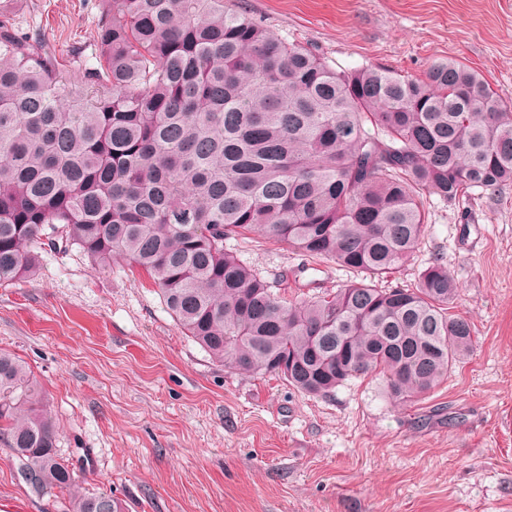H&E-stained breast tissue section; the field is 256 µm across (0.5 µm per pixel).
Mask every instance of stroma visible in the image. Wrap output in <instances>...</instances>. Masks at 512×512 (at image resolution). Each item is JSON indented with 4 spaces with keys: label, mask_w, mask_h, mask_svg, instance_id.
Wrapping results in <instances>:
<instances>
[{
    "label": "stroma",
    "mask_w": 512,
    "mask_h": 512,
    "mask_svg": "<svg viewBox=\"0 0 512 512\" xmlns=\"http://www.w3.org/2000/svg\"><path fill=\"white\" fill-rule=\"evenodd\" d=\"M334 69L423 77L437 60L477 70L512 103V0H230ZM33 24L85 85L102 0H0ZM413 286L442 257L475 347L424 400L397 404L379 376L312 397L211 360L186 337L151 279L123 261L96 271L77 247L42 256L33 280L0 286V349L31 366L77 488L128 512H512V183L466 206L429 197ZM274 292L308 281L336 292L357 275L303 270L287 246L229 240ZM34 499L0 447V512H63Z\"/></svg>",
    "instance_id": "35a3bbf8"
}]
</instances>
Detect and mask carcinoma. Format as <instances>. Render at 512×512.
<instances>
[{"label":"carcinoma","instance_id":"cac0c4a2","mask_svg":"<svg viewBox=\"0 0 512 512\" xmlns=\"http://www.w3.org/2000/svg\"><path fill=\"white\" fill-rule=\"evenodd\" d=\"M94 41L78 90L0 10V283L61 246L100 270L122 260L214 361L313 396L375 373L405 403L469 355L441 258L413 288L377 281L413 258L424 197L512 182V105L481 74L338 71L226 0H104ZM251 234L369 281L288 299L224 245ZM57 443L31 370L0 350V444L36 470L19 485L68 494L67 512H125L75 492Z\"/></svg>","mask_w":512,"mask_h":512}]
</instances>
